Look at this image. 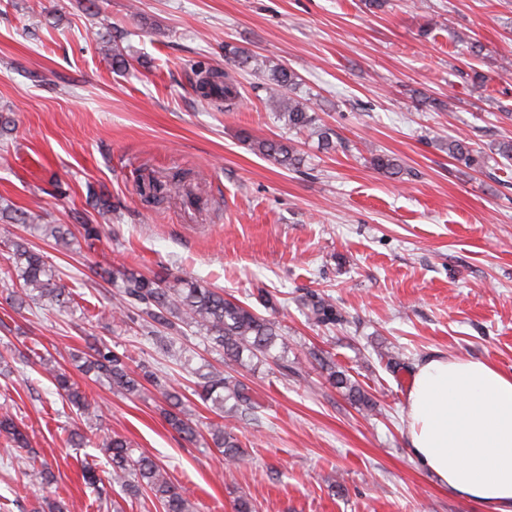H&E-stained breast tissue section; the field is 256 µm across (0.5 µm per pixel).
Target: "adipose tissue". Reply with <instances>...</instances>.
Listing matches in <instances>:
<instances>
[{
	"instance_id": "ef3b65f1",
	"label": "adipose tissue",
	"mask_w": 512,
	"mask_h": 512,
	"mask_svg": "<svg viewBox=\"0 0 512 512\" xmlns=\"http://www.w3.org/2000/svg\"><path fill=\"white\" fill-rule=\"evenodd\" d=\"M412 459L439 485L478 506L512 512V372L441 353L408 386Z\"/></svg>"
}]
</instances>
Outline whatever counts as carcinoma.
I'll return each mask as SVG.
<instances>
[{
    "instance_id": "1",
    "label": "carcinoma",
    "mask_w": 512,
    "mask_h": 512,
    "mask_svg": "<svg viewBox=\"0 0 512 512\" xmlns=\"http://www.w3.org/2000/svg\"><path fill=\"white\" fill-rule=\"evenodd\" d=\"M226 65H245L249 56L238 47L224 45ZM254 69L267 81L266 104L278 120L288 128L305 131L317 138L322 145L331 147L332 128L322 123L316 112L307 103L293 97L298 85L297 75L282 66L269 65L263 60H254ZM195 76L194 88L211 105L229 112L241 98L236 78L227 70L214 65L198 64L192 68ZM241 139L250 144L257 153L273 159L292 169L298 168L301 158L294 147L281 141L256 139L249 132L242 131ZM448 157L469 168L479 166L478 151L471 139L463 136L448 137ZM369 163L373 169L388 176H398L402 170L399 160L388 154L370 151ZM184 185L181 174L175 173L167 180H154L149 186L160 199L180 191ZM15 221L19 224H34L41 229L44 237L51 238L59 246L69 245L74 233L63 224H43L41 216L31 212L19 213ZM7 262L8 272L15 276L19 287L8 292L5 301L20 310L29 303L62 308L71 302V292L55 273L44 255L22 239L10 241ZM104 274L112 277L118 288L112 308V318L123 324L138 317L159 334L157 340L165 347L170 338L182 332V328L195 329L213 347L224 354V362L244 365L259 356L267 355L279 347L288 349V339L283 336L281 326L263 316L251 305L224 297V293L197 280L176 278L166 281L157 275L147 276L132 270L108 269ZM307 316L318 325H331L340 320L336 305L330 297L311 292L304 301ZM76 367L86 374H93L99 381H105L114 390L128 396H138L145 390V384L155 387L165 398L168 409L165 419L168 425L183 439L194 441L200 436L198 424L192 418L191 407L184 396L171 388L167 380L143 365L140 372L130 369V357L119 354L105 344H93L89 350L72 355ZM39 365L50 377L57 392L77 408L90 421L96 417V408L88 400L71 375L52 358H39ZM322 366L329 378L339 388L366 410L374 408L372 400L352 382L347 374L336 369V363L323 360ZM194 395L211 407L222 410L224 403L233 400V408L244 415H254L262 405L252 396L250 388L227 371L212 369L199 375ZM213 445L223 449L225 460L234 465L246 463L240 451L236 436L226 430L224 423L211 422L206 426ZM0 437L7 445L19 451L28 450V439L13 417L0 415ZM69 442L76 448L95 446L107 461L109 469L99 475L87 462L80 461L82 478L88 488L100 499L110 497V490L118 487L125 495H137L145 491L153 497L162 512H196L187 491L175 484L168 473L153 459L134 456L130 443L119 435L102 442L93 443L87 436L73 431ZM48 467L37 461H30L23 476L30 484H43L48 479Z\"/></svg>"
}]
</instances>
